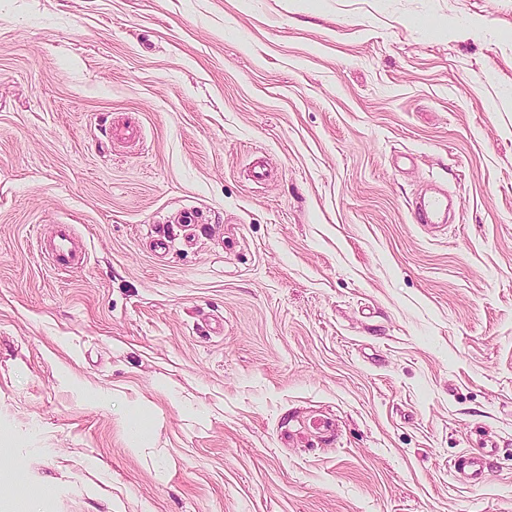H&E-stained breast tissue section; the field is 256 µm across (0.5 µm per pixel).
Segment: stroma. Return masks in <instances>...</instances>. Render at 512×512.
I'll list each match as a JSON object with an SVG mask.
<instances>
[{
	"label": "stroma",
	"instance_id": "1",
	"mask_svg": "<svg viewBox=\"0 0 512 512\" xmlns=\"http://www.w3.org/2000/svg\"><path fill=\"white\" fill-rule=\"evenodd\" d=\"M0 462L31 512H512V0H0ZM448 212V195L438 192L430 196H420L413 209L418 224L428 228H441ZM53 264L59 269H78L84 262L81 248L71 224H55L45 249ZM150 425L151 421L145 414H139L125 421V433L131 447L139 446L149 431ZM486 467L487 462L484 452L461 456L453 463L454 472L458 477L463 481L474 484L482 481Z\"/></svg>",
	"mask_w": 512,
	"mask_h": 512
}]
</instances>
